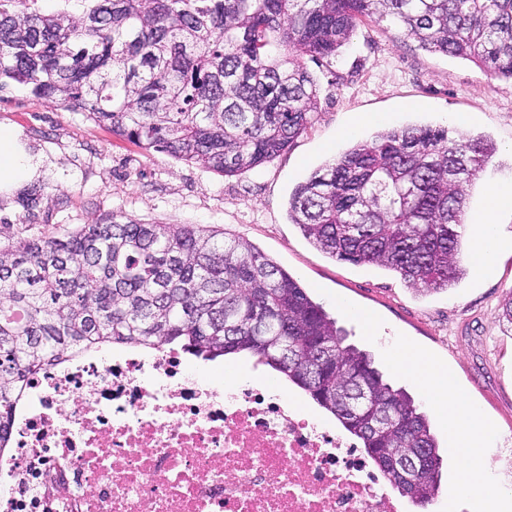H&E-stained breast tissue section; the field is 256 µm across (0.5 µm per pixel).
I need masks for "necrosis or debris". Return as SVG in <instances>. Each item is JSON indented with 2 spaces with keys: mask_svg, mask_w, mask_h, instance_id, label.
<instances>
[{
  "mask_svg": "<svg viewBox=\"0 0 512 512\" xmlns=\"http://www.w3.org/2000/svg\"><path fill=\"white\" fill-rule=\"evenodd\" d=\"M378 469L276 385L177 347L29 377L0 439V512H401Z\"/></svg>",
  "mask_w": 512,
  "mask_h": 512,
  "instance_id": "4bbe7bcc",
  "label": "necrosis or debris"
}]
</instances>
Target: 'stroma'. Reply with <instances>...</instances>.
I'll list each match as a JSON object with an SVG mask.
<instances>
[{
  "instance_id": "35a3bbf8",
  "label": "stroma",
  "mask_w": 512,
  "mask_h": 512,
  "mask_svg": "<svg viewBox=\"0 0 512 512\" xmlns=\"http://www.w3.org/2000/svg\"><path fill=\"white\" fill-rule=\"evenodd\" d=\"M320 85V110L288 150L258 169L225 178L200 165L145 152L113 137L81 112H71L19 85L0 89V127L12 129L33 164L30 179L0 193V232L32 225L53 232L116 221L195 224L244 238L297 277L376 367L405 389L447 443L442 418L429 410L419 386L397 372L389 352L406 341L451 369L455 385L477 405L494 431L487 454L499 485L512 490V334L499 323L512 292V250L493 274L467 272L445 290L418 292L391 271L334 260L313 247L288 219L297 182L353 140L373 139L382 126L366 124L355 138L342 128L358 115H387L388 126L449 127L464 113L468 135L493 141L495 154L478 176L468 214L479 211L491 181L512 180V84L469 60L419 48L396 25L363 19L349 44L331 60H306ZM349 303L355 315L345 314ZM375 319L367 333L361 314Z\"/></svg>"
}]
</instances>
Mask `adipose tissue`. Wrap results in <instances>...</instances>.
Masks as SVG:
<instances>
[{
    "label": "adipose tissue",
    "mask_w": 512,
    "mask_h": 512,
    "mask_svg": "<svg viewBox=\"0 0 512 512\" xmlns=\"http://www.w3.org/2000/svg\"><path fill=\"white\" fill-rule=\"evenodd\" d=\"M512 210V181H494L487 189L485 203L467 225L466 259L477 276L493 273L504 240L497 223L500 212ZM397 368L420 383L428 403L441 415L448 435L461 448L456 490L475 497L478 512H495L497 505L512 500V492L491 486L486 477L491 467L479 450L491 439L492 431L480 411L455 389L447 370L439 368L415 347L404 344L392 353Z\"/></svg>",
    "instance_id": "adipose-tissue-1"
}]
</instances>
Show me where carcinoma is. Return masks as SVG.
I'll use <instances>...</instances> for the list:
<instances>
[{"mask_svg": "<svg viewBox=\"0 0 512 512\" xmlns=\"http://www.w3.org/2000/svg\"><path fill=\"white\" fill-rule=\"evenodd\" d=\"M0 0V89L12 83L112 135L235 177L272 161L320 106L305 56L332 59L368 17L431 53L512 82V0H79L77 18ZM494 146L402 127L357 143L299 183L288 216L317 249L446 289L469 189ZM288 271L247 240L192 224H82L0 241V428L26 378L99 346L172 342L214 361L248 353L388 461L429 456L416 497L440 488V441Z\"/></svg>", "mask_w": 512, "mask_h": 512, "instance_id": "1", "label": "carcinoma"}]
</instances>
